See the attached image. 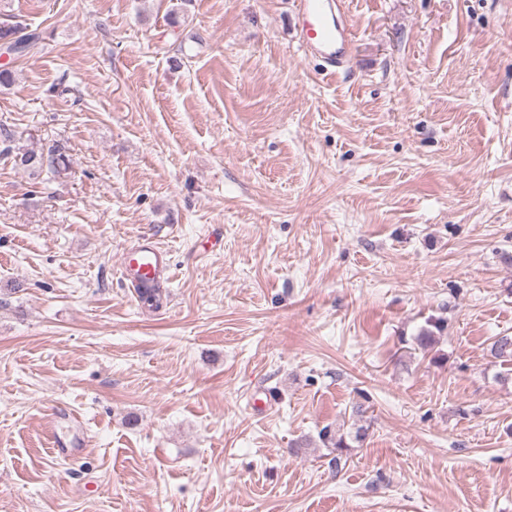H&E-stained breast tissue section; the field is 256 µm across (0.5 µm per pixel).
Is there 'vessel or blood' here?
I'll return each instance as SVG.
<instances>
[{"mask_svg": "<svg viewBox=\"0 0 512 512\" xmlns=\"http://www.w3.org/2000/svg\"><path fill=\"white\" fill-rule=\"evenodd\" d=\"M296 29L304 53L320 61L324 71L333 74L345 65L351 36L337 0H301ZM120 268L136 289L159 285L169 273L164 252L147 238L123 251Z\"/></svg>", "mask_w": 512, "mask_h": 512, "instance_id": "b4317fda", "label": "vessel or blood"}]
</instances>
